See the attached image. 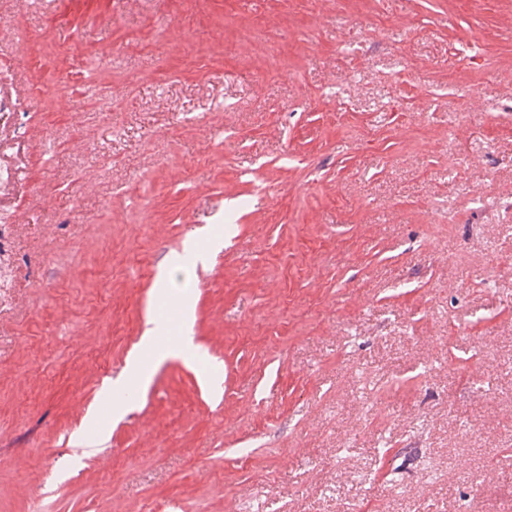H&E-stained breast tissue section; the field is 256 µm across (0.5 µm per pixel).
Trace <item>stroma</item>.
Listing matches in <instances>:
<instances>
[{
	"label": "stroma",
	"instance_id": "35a3bbf8",
	"mask_svg": "<svg viewBox=\"0 0 512 512\" xmlns=\"http://www.w3.org/2000/svg\"><path fill=\"white\" fill-rule=\"evenodd\" d=\"M0 65V512H512V0H0Z\"/></svg>",
	"mask_w": 512,
	"mask_h": 512
}]
</instances>
